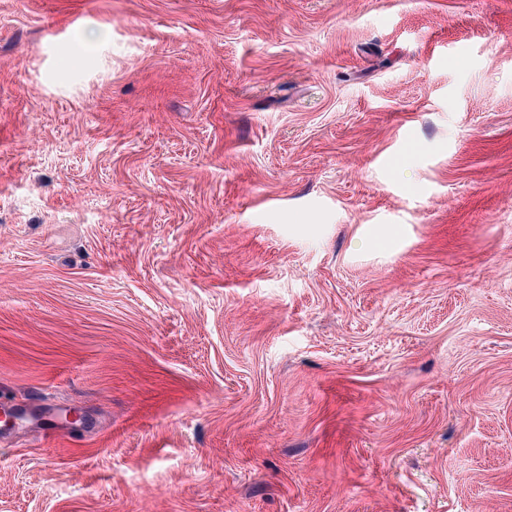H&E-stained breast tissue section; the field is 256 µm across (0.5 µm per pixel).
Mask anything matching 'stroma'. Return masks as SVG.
<instances>
[{
    "mask_svg": "<svg viewBox=\"0 0 512 512\" xmlns=\"http://www.w3.org/2000/svg\"><path fill=\"white\" fill-rule=\"evenodd\" d=\"M0 512H512V0H0ZM1 419L8 425L10 432L0 433V441L10 442L16 434L37 438L41 442L49 440H63L64 430L74 426L75 417L69 414L68 409H62L55 415L46 416L38 413L28 405L0 403ZM14 433L12 437V433ZM12 437V439H11Z\"/></svg>",
    "mask_w": 512,
    "mask_h": 512,
    "instance_id": "stroma-1",
    "label": "stroma"
}]
</instances>
